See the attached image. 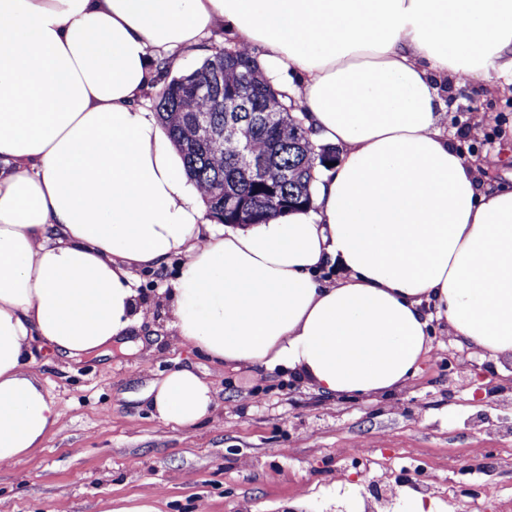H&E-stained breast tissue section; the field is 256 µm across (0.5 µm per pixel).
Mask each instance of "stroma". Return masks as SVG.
<instances>
[{
  "mask_svg": "<svg viewBox=\"0 0 512 512\" xmlns=\"http://www.w3.org/2000/svg\"><path fill=\"white\" fill-rule=\"evenodd\" d=\"M439 123L477 158L481 182L512 184V95L470 79L441 93ZM139 269L149 306L133 344L36 365L60 427L22 461L0 466V512H364L366 484L399 488L380 512H405L402 488L431 485L435 512H512V358L458 349L445 321L433 350L400 391L376 400L325 399L288 371L217 366L178 342L158 295L179 272ZM464 372H449V361ZM178 369L205 379L214 405L190 427L153 416L146 396Z\"/></svg>",
  "mask_w": 512,
  "mask_h": 512,
  "instance_id": "1",
  "label": "stroma"
}]
</instances>
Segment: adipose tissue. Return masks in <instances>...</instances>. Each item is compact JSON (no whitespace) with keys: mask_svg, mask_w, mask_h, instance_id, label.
Listing matches in <instances>:
<instances>
[{"mask_svg":"<svg viewBox=\"0 0 512 512\" xmlns=\"http://www.w3.org/2000/svg\"><path fill=\"white\" fill-rule=\"evenodd\" d=\"M260 47L318 145L317 208L212 228L163 126L141 111L205 31ZM512 73V0H0V466L59 424L35 344L79 358L126 336L134 269L182 256L162 289L180 342L213 363L288 368L328 397L400 390L433 319L512 357V186L481 184L438 126L440 84ZM332 285L312 274L326 262ZM189 427L214 394L192 371L150 391Z\"/></svg>","mask_w":512,"mask_h":512,"instance_id":"obj_1","label":"adipose tissue"}]
</instances>
